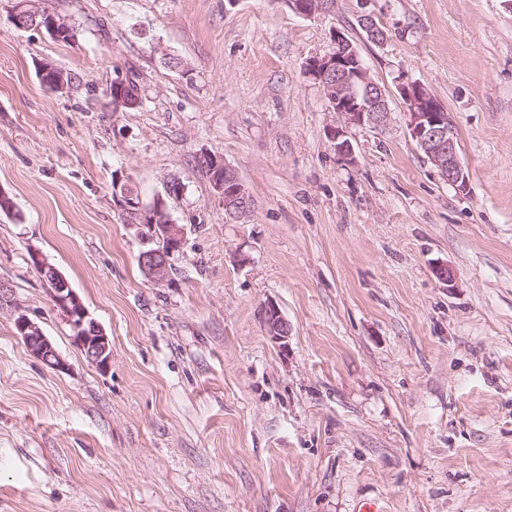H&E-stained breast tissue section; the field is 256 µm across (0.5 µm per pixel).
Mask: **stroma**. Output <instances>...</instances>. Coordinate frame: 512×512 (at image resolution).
<instances>
[{
    "label": "stroma",
    "mask_w": 512,
    "mask_h": 512,
    "mask_svg": "<svg viewBox=\"0 0 512 512\" xmlns=\"http://www.w3.org/2000/svg\"><path fill=\"white\" fill-rule=\"evenodd\" d=\"M335 2L304 18L282 0H37L78 29L62 43L0 0V512H512V9ZM363 8L385 43L364 39ZM338 28L376 81L419 82L451 113L466 192L396 96L386 130L350 128L353 155L337 151L341 119L304 66ZM42 62L73 74L68 91ZM118 77L139 107L113 108ZM210 153L242 178L240 219ZM116 179L147 202L182 185L167 282L139 266ZM34 250L109 336L108 371ZM19 311L67 372L27 351ZM40 82L55 91L65 92L72 85L70 73L49 63H41L37 68ZM213 160V172L211 183L219 198L224 202L225 219L237 220L241 218L250 207V200L245 191L238 171L228 163L223 156L209 154ZM264 316L267 333L273 340L281 342L288 337L289 324L276 304L265 305Z\"/></svg>",
    "instance_id": "1"
}]
</instances>
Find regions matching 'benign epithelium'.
<instances>
[{
  "mask_svg": "<svg viewBox=\"0 0 512 512\" xmlns=\"http://www.w3.org/2000/svg\"><path fill=\"white\" fill-rule=\"evenodd\" d=\"M288 9L302 17H311L331 7L329 0H286ZM41 21H36V18ZM12 24L19 29H34L46 32L57 40L69 29V22L59 14L44 12L35 0H16L11 13ZM359 24L368 39L380 42L384 38L374 15L360 12ZM305 74L312 77L321 87L329 107L336 112L342 126L336 128L333 139L336 150L350 156L353 152L351 142L346 138V130L351 127L386 128L391 121L389 101L390 88L376 82L370 75L360 52L344 31L337 29L333 34V47L323 56L311 59L305 66ZM40 82L55 91L64 92L72 85L70 73L49 63L37 68ZM397 92L405 108L406 129L408 135L425 155L427 161L438 175L459 192L468 188L469 173L462 164L456 127L451 113L438 102L435 96L423 84L415 81L400 82ZM213 160L216 174L211 183L219 198L224 202V216L229 220L241 218L250 207L238 171L223 156L209 155ZM112 194L123 210L137 216L143 224H150L152 241L160 242L164 248L150 249L141 253L139 261L145 275L160 284L168 280L171 259L182 248V228L167 217V203L158 197L149 204L128 192V185L120 180L114 181ZM35 261L47 279L55 285L51 289L56 306L65 314L74 331V342L86 360L97 369L105 372L112 361V344L100 325L89 315L78 295L70 288L66 279L42 255L31 252ZM264 316L268 335L281 342L288 337L289 324L274 303L264 306ZM18 336L27 350L56 372L69 369L67 362L60 356L41 328L26 314L19 312L14 319Z\"/></svg>",
  "mask_w": 512,
  "mask_h": 512,
  "instance_id": "7a95c632",
  "label": "benign epithelium"
}]
</instances>
